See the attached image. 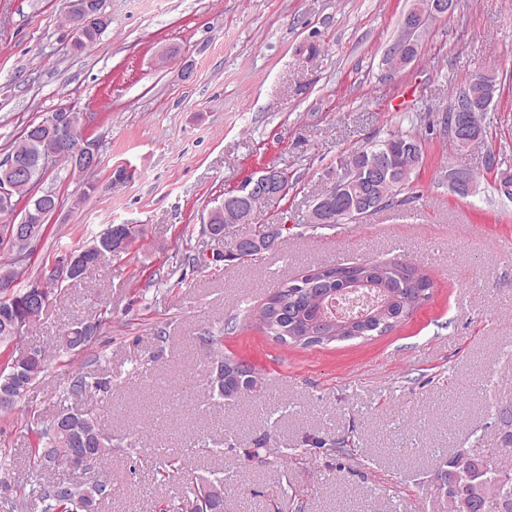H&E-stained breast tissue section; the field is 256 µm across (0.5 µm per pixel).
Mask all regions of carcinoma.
<instances>
[{"mask_svg": "<svg viewBox=\"0 0 512 512\" xmlns=\"http://www.w3.org/2000/svg\"><path fill=\"white\" fill-rule=\"evenodd\" d=\"M100 24L85 30L83 38L74 41V49L84 52L91 49L102 34ZM499 79L495 73H484L466 80V87L476 96L478 105L493 104L498 90ZM47 118L32 121L26 125L27 134L17 137L8 152L0 160V172L4 163L16 159L25 163L28 176L10 187L6 202H0V216L10 221L0 224V242H7L15 249L14 255L0 262V279L16 281L22 277L26 265L21 256L28 246L22 239L7 237L10 226L16 224L12 216L17 213V205L24 203L18 213L25 214L37 210L36 223L40 230H46L51 208L59 195L51 187L44 186L47 174L56 163H47L43 159L42 138L46 129L42 124ZM95 140L84 135L83 129L71 136L67 150L72 156L84 154ZM387 147L388 161L393 170L401 167L411 148L422 147L418 135L398 132L371 142L355 150L365 155L379 148ZM405 184H397L386 178L368 176L357 180V186L344 201L350 213L335 223L328 225L318 220L317 213L310 211L305 223L311 228L336 227L353 223L368 213L370 209L362 203L377 199L383 207L397 203L398 196ZM139 228L126 233L123 225H112V247L124 241L121 252L127 253L139 237ZM105 241L97 237L84 247L73 251L81 253L84 260L77 277L82 278L88 271L96 268L102 259L101 250ZM356 284L357 293L374 297L372 305L358 315L336 318L329 302L341 295L342 284ZM433 288L431 280L406 260L377 262L367 260L354 264H317L298 280L284 281L258 312L262 327L277 340L295 345L312 346L333 341L348 340L369 336L371 333L384 334L398 324L409 319L430 297ZM27 289L14 292V296L0 297V336L3 330L18 317L27 318V323L37 321L42 311L31 307ZM112 321V312L103 311L93 323L82 322L66 330L56 340V347L67 353L83 351V329L94 326L98 329ZM224 372V381L213 384V391L225 400H233L246 392H259L263 382L257 370L244 363L229 359ZM46 371V354L40 350L22 349L18 355L0 371V388L14 393V400L0 406V411L12 410L28 389L36 384ZM63 418L68 426L54 429L53 421ZM40 428L39 447L29 460V469L33 476L30 490L23 496L4 500L8 512H95L101 500L108 498L111 486L99 480H89L76 484L58 479L45 481L42 474L54 467L66 466L75 462L89 470L112 456V434L108 433L100 415L93 409L75 410L59 405L53 419L38 421ZM492 462L465 452H458L447 461V469L441 475L440 489L448 498V512H512V482L500 479ZM193 504L198 512H223L224 478L218 472L196 477Z\"/></svg>", "mask_w": 512, "mask_h": 512, "instance_id": "1", "label": "carcinoma"}]
</instances>
